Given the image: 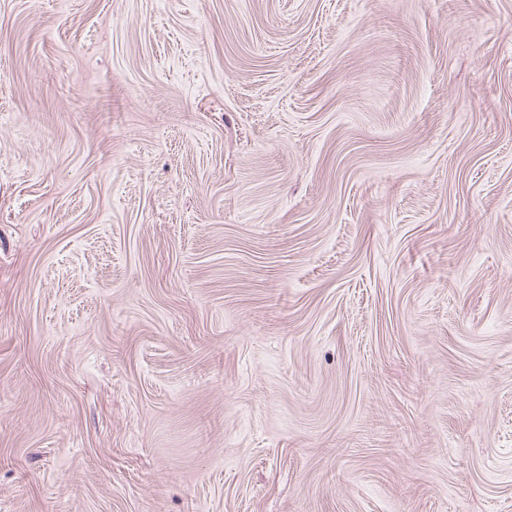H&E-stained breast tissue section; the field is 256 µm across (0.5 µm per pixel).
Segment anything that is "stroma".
Instances as JSON below:
<instances>
[{
	"mask_svg": "<svg viewBox=\"0 0 512 512\" xmlns=\"http://www.w3.org/2000/svg\"><path fill=\"white\" fill-rule=\"evenodd\" d=\"M0 512H512V0H0Z\"/></svg>",
	"mask_w": 512,
	"mask_h": 512,
	"instance_id": "stroma-1",
	"label": "stroma"
}]
</instances>
